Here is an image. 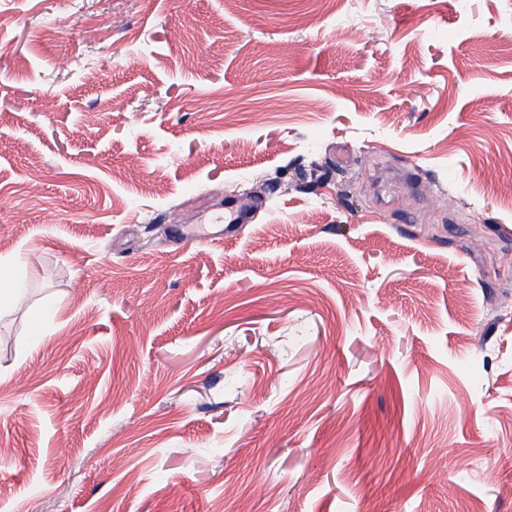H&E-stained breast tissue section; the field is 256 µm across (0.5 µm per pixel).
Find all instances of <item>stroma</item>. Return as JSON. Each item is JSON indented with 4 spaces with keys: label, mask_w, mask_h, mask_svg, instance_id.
I'll return each mask as SVG.
<instances>
[{
    "label": "stroma",
    "mask_w": 512,
    "mask_h": 512,
    "mask_svg": "<svg viewBox=\"0 0 512 512\" xmlns=\"http://www.w3.org/2000/svg\"><path fill=\"white\" fill-rule=\"evenodd\" d=\"M0 16V512H512V0Z\"/></svg>",
    "instance_id": "stroma-1"
}]
</instances>
